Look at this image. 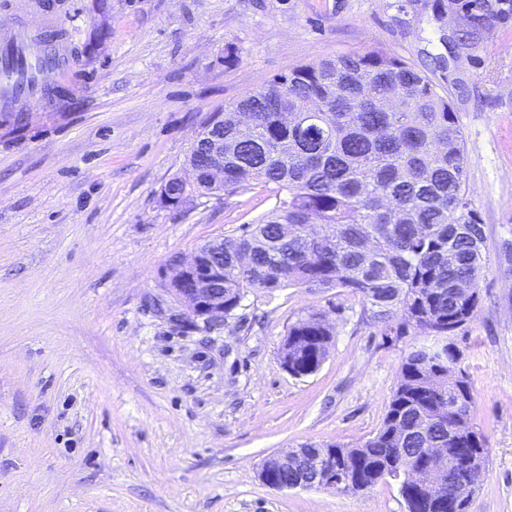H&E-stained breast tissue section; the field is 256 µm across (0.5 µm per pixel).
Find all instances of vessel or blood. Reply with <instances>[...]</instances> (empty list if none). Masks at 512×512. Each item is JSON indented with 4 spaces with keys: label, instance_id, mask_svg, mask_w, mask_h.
Returning <instances> with one entry per match:
<instances>
[{
    "label": "vessel or blood",
    "instance_id": "vessel-or-blood-1",
    "mask_svg": "<svg viewBox=\"0 0 512 512\" xmlns=\"http://www.w3.org/2000/svg\"><path fill=\"white\" fill-rule=\"evenodd\" d=\"M44 32L7 18L0 21V104L27 111L54 85L71 79L76 67L70 35Z\"/></svg>",
    "mask_w": 512,
    "mask_h": 512
}]
</instances>
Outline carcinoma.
<instances>
[{"label":"carcinoma","instance_id":"cac0c4a2","mask_svg":"<svg viewBox=\"0 0 512 512\" xmlns=\"http://www.w3.org/2000/svg\"><path fill=\"white\" fill-rule=\"evenodd\" d=\"M335 111L313 115L310 100ZM251 111L253 134L240 136L236 108ZM224 184L205 193H233L252 183L274 186L279 204L238 237L224 239V316L250 290L290 286L341 288L361 295L386 335L413 328L449 337L470 322L480 301L474 242L484 240L466 200L462 134L448 98L404 59L379 49L301 65L224 107ZM371 237L369 251L362 242ZM472 283L463 294L458 284ZM283 357L303 377L324 362L333 332L313 315L288 327ZM439 353L414 344L380 429L362 444H329L336 465L349 464L359 488L393 477L397 449L422 457L425 448L452 456L487 447L448 436L457 392L473 394L467 376ZM402 429L393 435L394 426ZM408 512H448L411 496Z\"/></svg>","mask_w":512,"mask_h":512}]
</instances>
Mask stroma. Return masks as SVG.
Instances as JSON below:
<instances>
[{
  "label": "stroma",
  "instance_id": "stroma-1",
  "mask_svg": "<svg viewBox=\"0 0 512 512\" xmlns=\"http://www.w3.org/2000/svg\"><path fill=\"white\" fill-rule=\"evenodd\" d=\"M79 61L28 127L0 130V512H407L399 485L275 490L269 455L354 447L403 357L336 288L249 291L220 327L163 288L167 262L276 203L255 183L165 205L213 113L291 68L378 47L445 92L489 261L452 338L491 448L468 512H512V10L503 0H61ZM234 55V65L224 62ZM316 314L317 372L280 348ZM288 339L283 349V366L293 376L303 377L317 371L324 362L333 332L321 318L311 315L288 328Z\"/></svg>",
  "mask_w": 512,
  "mask_h": 512
}]
</instances>
